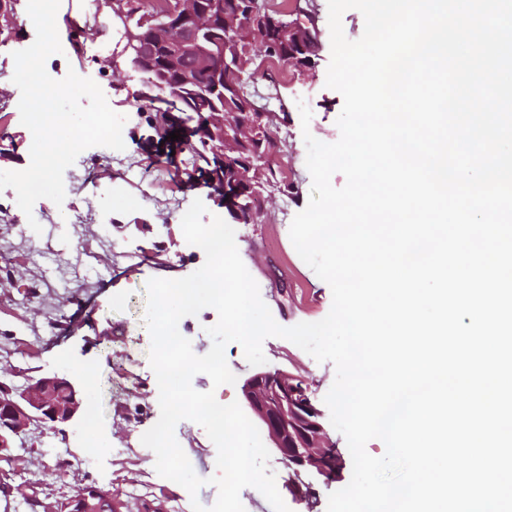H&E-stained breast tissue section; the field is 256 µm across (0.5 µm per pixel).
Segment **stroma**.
<instances>
[{
	"mask_svg": "<svg viewBox=\"0 0 512 512\" xmlns=\"http://www.w3.org/2000/svg\"><path fill=\"white\" fill-rule=\"evenodd\" d=\"M282 11L299 5L314 11L319 48L310 67H290L260 53L249 65L263 105L275 117V148L265 166L278 185L263 194V219L235 225L240 256L255 269L260 295L275 321L284 327L322 320L332 306L327 283L300 258L289 235L294 216L308 204L311 176L306 167L304 133L332 143L340 131L341 94L326 85L331 59L327 0H267ZM14 37L0 47V171L23 170L30 161L31 132L21 124L20 90L13 83V52L35 39L25 5L16 8ZM56 24L62 53L46 61L48 74L62 79L68 71L94 80L110 107L124 115V150L95 146L84 150L64 173L65 199L36 201L32 215L16 202L14 189L0 190V383L23 389L32 379L54 373L82 382L77 365L99 362L91 393V417L65 433L37 424L0 456V512H43L45 504L74 486L94 485L118 494L129 512L159 502L164 512H192L193 502L212 506L216 486L206 483L197 496L155 470V454L143 434L160 417L157 380L149 363L151 338L144 318L146 284L152 278H182L199 269L205 255L190 248L181 220L194 199L212 215H224V199L205 182L188 184L189 151L167 155L157 123L148 121L146 89L123 54V30L114 22L108 0H61ZM312 112L302 125L299 107ZM41 232H34L29 219ZM267 371L289 372L307 385L316 406L335 379V367L316 361L292 342L270 337L263 343ZM234 384L213 386L197 374L194 389L214 391L219 403L244 402L243 386L255 374L237 343L225 348ZM341 454L338 479L308 476L316 491L306 503L289 486L288 469L278 452L268 468L290 512H327L328 496L352 477L345 437L326 425ZM175 436L195 473L216 472L217 449L199 424L184 420ZM106 448L91 454L90 441Z\"/></svg>",
	"mask_w": 512,
	"mask_h": 512,
	"instance_id": "obj_1",
	"label": "stroma"
}]
</instances>
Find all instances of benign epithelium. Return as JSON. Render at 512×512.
Wrapping results in <instances>:
<instances>
[{
    "mask_svg": "<svg viewBox=\"0 0 512 512\" xmlns=\"http://www.w3.org/2000/svg\"><path fill=\"white\" fill-rule=\"evenodd\" d=\"M252 0H241L234 11L224 9L222 0H175L169 20L133 33L127 49L131 50L136 67L147 73L160 87L177 84L195 85L194 74L181 67L186 55L196 59L197 67L213 73V93H223L224 63L222 39L237 32L241 14L252 25L264 27L272 17L251 8ZM319 29L313 18L288 24L285 36L296 45L302 58L297 66L311 62L319 41ZM209 131L222 134L224 162H232L238 143L244 138L258 137L255 122L245 121L238 112L217 109L206 118ZM240 189L236 183L224 187V204L246 224H257L261 214L241 212ZM246 402L267 430L280 453L291 483L301 485V476L317 474L331 476L339 462L334 446L328 442L322 412L316 407L307 388L298 377L281 370L261 372L244 386ZM83 413L80 391L67 378L58 375L34 379L21 392L0 386V452L12 448L16 437L37 423L50 422L57 432L78 420ZM112 493L95 485H84L55 503L53 512H94L100 500H112Z\"/></svg>",
    "mask_w": 512,
    "mask_h": 512,
    "instance_id": "obj_1",
    "label": "benign epithelium"
}]
</instances>
